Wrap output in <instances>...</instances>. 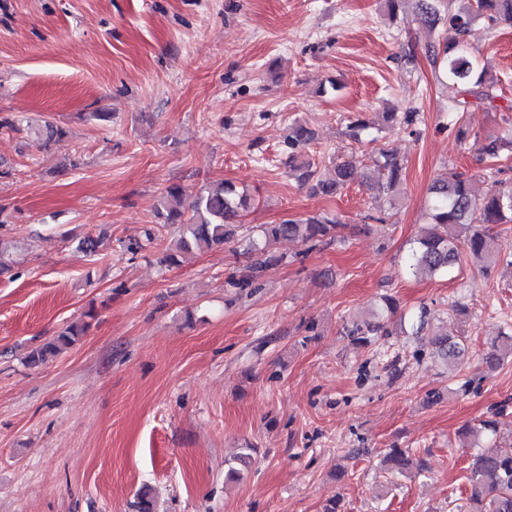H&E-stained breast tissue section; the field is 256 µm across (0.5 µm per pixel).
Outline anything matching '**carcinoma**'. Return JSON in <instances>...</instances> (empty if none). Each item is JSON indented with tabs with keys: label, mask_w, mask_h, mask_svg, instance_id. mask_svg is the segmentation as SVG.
Returning a JSON list of instances; mask_svg holds the SVG:
<instances>
[{
	"label": "carcinoma",
	"mask_w": 512,
	"mask_h": 512,
	"mask_svg": "<svg viewBox=\"0 0 512 512\" xmlns=\"http://www.w3.org/2000/svg\"><path fill=\"white\" fill-rule=\"evenodd\" d=\"M414 2L430 30L434 31L440 25L445 27V36L432 43L428 52L434 67L459 89L462 99L456 101V109L465 108L470 96H488V91L483 89L487 66L470 54L464 37L478 20L489 28L504 21L512 24V0H475L469 6L445 15L440 14L437 7L439 0ZM313 139L314 134L308 127L302 124L291 127L287 138L288 148L293 152L291 172L297 182L308 187L315 196L336 194L351 181L358 160L352 155L346 156L331 162L328 167L309 156L298 159L296 150L306 148ZM504 150H512V129L482 147L484 158L489 162L485 176L490 182V188L482 195L476 193L472 179L462 172L449 170L433 182L430 187V228L415 241L408 257L409 270L444 275L461 264L466 255L483 264L497 262V256L487 247L489 226L512 224V186H506L498 179L500 170L495 167ZM372 169L370 187L379 195H393L403 170L401 160L382 148L372 159ZM250 202L249 195L224 181L211 184L190 198L181 186L170 185L158 197L154 207L155 222L143 227L140 236L123 243V248L136 254L157 238L159 229L173 227L179 233L176 247L160 262L176 265L184 253L219 247L234 240L240 228L236 217L239 211L249 207ZM340 228L336 218L322 215L264 225L261 240L249 245L254 257L251 274L241 279L230 278L227 285L242 292L253 287L266 271L281 264L285 256L274 251L277 243L299 241L313 247L329 244L336 240ZM395 309L393 300L385 299L384 305L374 314V320L356 318L347 323V335L362 345H370L375 338L389 335L386 317ZM429 314L430 310L425 307L420 310L416 333L427 336L432 357L442 360L455 371L463 365L468 354L467 337L451 326L443 331L430 330ZM86 328L85 323L70 324L50 341L32 350L26 357L27 365L38 367L57 357L73 346ZM506 358H512V334L500 332L482 362L494 369ZM462 432L493 439L497 435V426L493 419H482L474 426H465ZM385 462L391 464L386 472L393 478L404 475L409 465L406 451L400 448L390 449ZM468 471L469 499L476 505L475 512H512V455L485 450L473 456Z\"/></svg>",
	"instance_id": "cac0c4a2"
}]
</instances>
